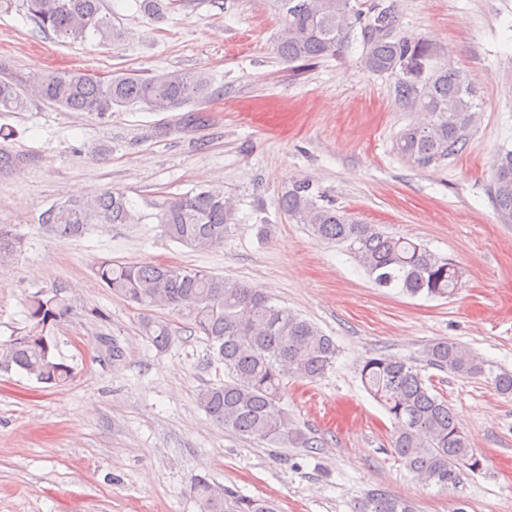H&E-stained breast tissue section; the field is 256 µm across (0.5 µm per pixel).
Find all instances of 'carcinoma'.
I'll return each mask as SVG.
<instances>
[{"mask_svg": "<svg viewBox=\"0 0 512 512\" xmlns=\"http://www.w3.org/2000/svg\"><path fill=\"white\" fill-rule=\"evenodd\" d=\"M283 15L277 37L278 56L304 65L339 56L361 39L365 67L395 78L400 102L430 120L408 125L398 136V152L426 168L461 151L464 132L478 104L472 83L461 72L433 63L436 51L421 36L397 31L394 0H280ZM27 16L39 29L72 42L88 34L112 43L121 33L101 0H23ZM141 9L164 19L174 0H141ZM214 96L207 76L161 69L109 78L77 71L49 70L35 78L0 77V112H21L33 99L72 112H94L105 118L121 108L140 106L168 112L206 102ZM27 157L0 147V175L16 172ZM493 197L501 219L512 221V152L498 159ZM288 217L309 227L315 239L346 247L375 286L398 288L411 296L449 298L460 286L458 266L421 243L385 232L345 210L317 202L307 181L292 185L278 201ZM164 235L196 251L224 245L236 212L224 187L209 185L166 197L156 215ZM141 220L122 192L106 191L86 200L68 201L41 215L44 229L61 238L82 235L90 224H137ZM23 240L0 225V266L13 260ZM96 278L113 295L141 308L158 307L185 318L224 363L228 380L212 383L197 394L211 421L242 437L280 448H312L313 437L293 423L282 406L284 380H315L333 367V339L295 311L276 305L259 288L209 272L162 263L98 262ZM71 312L57 290L35 295L27 307L28 328L0 344V372L20 371L49 388L62 387L73 369L56 360L53 330ZM142 333L157 349L170 345L178 330L169 319L142 316ZM427 365L464 378L488 375L496 390L512 394V373H493L469 348L439 340L425 350ZM365 390L384 408L394 425V453L418 480L442 490H456L464 469L479 468L458 415L431 393L421 368L393 355L366 358L359 371ZM200 512H275L267 500L242 496L205 476L191 481ZM352 512H415L413 503L381 490L367 493Z\"/></svg>", "mask_w": 512, "mask_h": 512, "instance_id": "1", "label": "carcinoma"}]
</instances>
